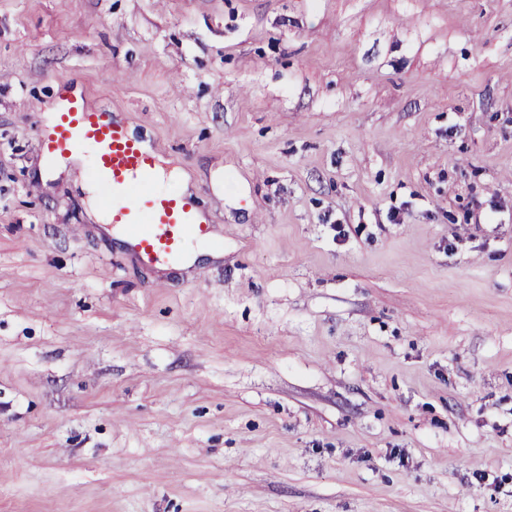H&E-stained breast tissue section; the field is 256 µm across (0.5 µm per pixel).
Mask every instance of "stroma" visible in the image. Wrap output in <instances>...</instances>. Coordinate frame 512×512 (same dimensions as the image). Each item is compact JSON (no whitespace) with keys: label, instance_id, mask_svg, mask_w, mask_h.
Listing matches in <instances>:
<instances>
[{"label":"stroma","instance_id":"35a3bbf8","mask_svg":"<svg viewBox=\"0 0 512 512\" xmlns=\"http://www.w3.org/2000/svg\"><path fill=\"white\" fill-rule=\"evenodd\" d=\"M63 88L215 257L95 221ZM0 512H512V0H0Z\"/></svg>","mask_w":512,"mask_h":512}]
</instances>
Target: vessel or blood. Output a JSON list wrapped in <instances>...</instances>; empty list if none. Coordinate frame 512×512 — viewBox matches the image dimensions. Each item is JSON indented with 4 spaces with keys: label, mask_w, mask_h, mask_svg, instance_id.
I'll list each match as a JSON object with an SVG mask.
<instances>
[{
    "label": "vessel or blood",
    "mask_w": 512,
    "mask_h": 512,
    "mask_svg": "<svg viewBox=\"0 0 512 512\" xmlns=\"http://www.w3.org/2000/svg\"><path fill=\"white\" fill-rule=\"evenodd\" d=\"M42 139L49 152L89 159L113 223L128 227V247L143 263L177 262L188 242L208 238L203 211L188 198L158 189L155 156L129 135L117 114L87 110L72 98Z\"/></svg>",
    "instance_id": "vessel-or-blood-1"
}]
</instances>
